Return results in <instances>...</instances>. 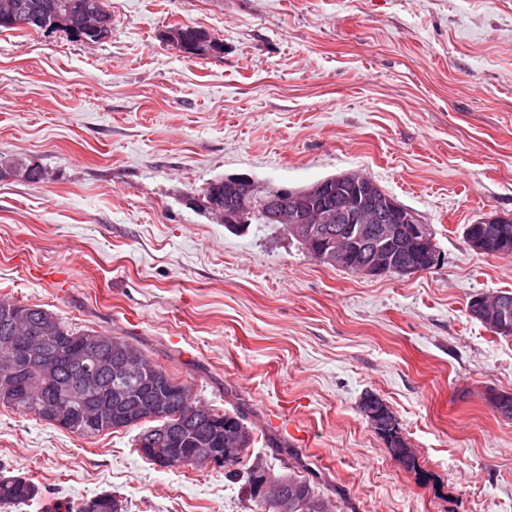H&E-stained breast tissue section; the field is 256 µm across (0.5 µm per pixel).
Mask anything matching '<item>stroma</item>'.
I'll return each instance as SVG.
<instances>
[{"label":"stroma","instance_id":"obj_1","mask_svg":"<svg viewBox=\"0 0 512 512\" xmlns=\"http://www.w3.org/2000/svg\"><path fill=\"white\" fill-rule=\"evenodd\" d=\"M112 32H0V298L139 345L196 400L241 408L248 460L333 512H512V337L471 318L512 256L467 224L512 216V0H103ZM224 45L188 57L173 25ZM371 177L435 233L436 268L361 276L279 225L234 233L191 204L230 175ZM379 395L420 469L359 404ZM122 430L82 437L0 407V468L64 512H260L223 467L161 468ZM0 178L21 174L26 180L37 183L43 180L45 171L37 164H29L22 161H14L9 165L0 164ZM391 428L378 431L377 433L382 436L390 448L392 455L399 461L406 469L415 470L417 468L416 455L411 448L408 447L407 443L404 442L400 437H396V434L391 433Z\"/></svg>","mask_w":512,"mask_h":512}]
</instances>
